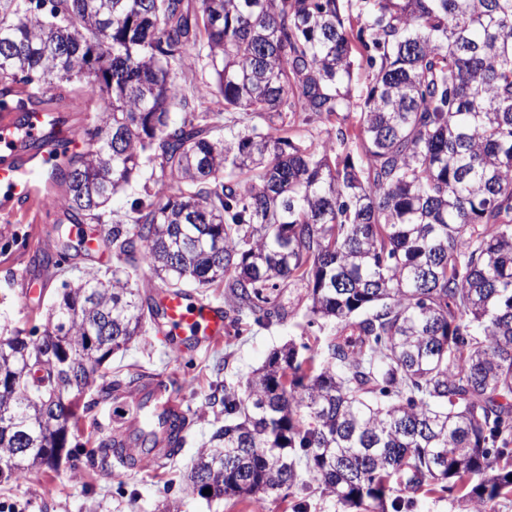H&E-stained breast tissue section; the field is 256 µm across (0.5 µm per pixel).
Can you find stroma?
Returning a JSON list of instances; mask_svg holds the SVG:
<instances>
[{"mask_svg":"<svg viewBox=\"0 0 512 512\" xmlns=\"http://www.w3.org/2000/svg\"><path fill=\"white\" fill-rule=\"evenodd\" d=\"M51 221V215L43 211L0 213V336L10 327L37 323L60 281L87 279L117 265L111 251L98 245L96 250L82 252L76 267L58 273L56 282L50 283L41 298L24 300L18 285L21 274L32 267L36 254L56 248L54 237L44 230ZM278 300L291 311L282 323L267 327L246 318L232 325L223 341L187 343L179 353L148 335L104 363L102 371L106 374L119 370L163 375L181 386L194 424L175 464L158 471L118 468L110 474L91 465L87 454L115 415L112 403L97 401V393L92 390L88 396L96 405L83 414L69 438L70 458L63 460L55 472L33 470L25 483H0V504L20 502L28 512H170L176 504L182 512H291L289 502L276 495L244 503L209 502L193 493L185 481L199 449L224 423L225 387L244 384L274 349L289 342L310 344L319 336L318 326H305L302 318L306 285L282 290Z\"/></svg>","mask_w":512,"mask_h":512,"instance_id":"obj_1","label":"stroma"}]
</instances>
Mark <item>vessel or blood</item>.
Here are the masks:
<instances>
[{"instance_id":"b4317fda","label":"vessel or blood","mask_w":512,"mask_h":512,"mask_svg":"<svg viewBox=\"0 0 512 512\" xmlns=\"http://www.w3.org/2000/svg\"><path fill=\"white\" fill-rule=\"evenodd\" d=\"M80 142L58 113L13 103L0 104V211L15 214L17 207L32 210L49 199L44 188L59 169L56 152L75 151ZM157 313L156 333L160 340L175 345L186 339L218 342L228 332L223 306L200 303L192 294L164 288L153 290ZM162 379L136 389L132 397L147 409L156 426L167 414L183 412V401L168 400ZM168 454L164 448H142L128 439L123 456L131 469L160 467Z\"/></svg>"}]
</instances>
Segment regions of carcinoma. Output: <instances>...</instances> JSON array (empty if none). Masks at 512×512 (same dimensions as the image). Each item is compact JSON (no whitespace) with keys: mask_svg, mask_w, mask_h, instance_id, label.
I'll return each instance as SVG.
<instances>
[{"mask_svg":"<svg viewBox=\"0 0 512 512\" xmlns=\"http://www.w3.org/2000/svg\"><path fill=\"white\" fill-rule=\"evenodd\" d=\"M199 60L189 95L172 68ZM30 86L87 104L55 185L122 266L0 337V481L56 469L85 390L135 381L99 369L153 325L146 268L265 326L287 318L266 291L305 282L308 323L336 322L322 361L288 344L224 388L201 498L300 467L356 512L512 493V0H0V102Z\"/></svg>","mask_w":512,"mask_h":512,"instance_id":"obj_1","label":"carcinoma"}]
</instances>
